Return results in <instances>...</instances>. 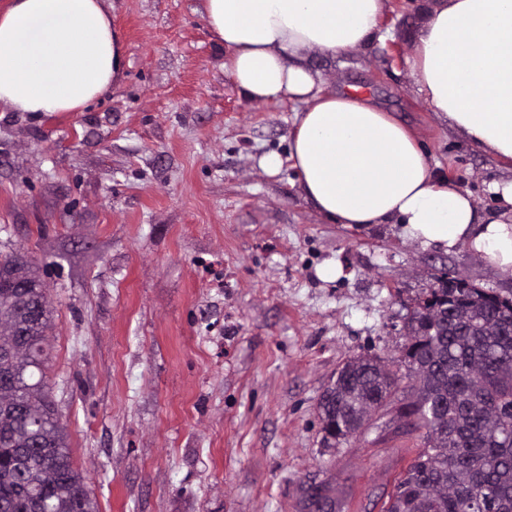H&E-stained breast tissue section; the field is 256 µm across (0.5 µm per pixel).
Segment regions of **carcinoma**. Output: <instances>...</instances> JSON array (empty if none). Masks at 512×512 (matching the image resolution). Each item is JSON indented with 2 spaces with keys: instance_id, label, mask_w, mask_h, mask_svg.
<instances>
[{
  "instance_id": "carcinoma-1",
  "label": "carcinoma",
  "mask_w": 512,
  "mask_h": 512,
  "mask_svg": "<svg viewBox=\"0 0 512 512\" xmlns=\"http://www.w3.org/2000/svg\"><path fill=\"white\" fill-rule=\"evenodd\" d=\"M22 253L0 257V512H98L74 467L47 380L48 295ZM447 275L416 299L398 361L356 355L322 394V430L336 443L362 432L402 392L415 456L382 512H512V297Z\"/></svg>"
}]
</instances>
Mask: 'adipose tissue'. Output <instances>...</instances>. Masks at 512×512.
I'll list each match as a JSON object with an SVG mask.
<instances>
[{"label": "adipose tissue", "instance_id": "1", "mask_svg": "<svg viewBox=\"0 0 512 512\" xmlns=\"http://www.w3.org/2000/svg\"><path fill=\"white\" fill-rule=\"evenodd\" d=\"M386 0H202L224 69L249 100L301 103L291 157L305 197L336 224H400L424 246L471 251L512 276V181L480 216L435 178L416 134L369 99L325 91L305 61L379 36ZM125 46L103 0H8L0 9V105L73 112L120 78ZM410 78L435 112L512 164V0H428Z\"/></svg>", "mask_w": 512, "mask_h": 512}]
</instances>
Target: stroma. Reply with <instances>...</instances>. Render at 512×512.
Returning a JSON list of instances; mask_svg holds the SVG:
<instances>
[{
    "label": "stroma",
    "instance_id": "1",
    "mask_svg": "<svg viewBox=\"0 0 512 512\" xmlns=\"http://www.w3.org/2000/svg\"><path fill=\"white\" fill-rule=\"evenodd\" d=\"M105 5L128 61L107 95L78 112L0 106V253H27L48 289L52 395L99 512H309L311 486L336 512H380L418 438L395 400L329 444L322 392L349 357L399 356L432 276L510 297L512 278L463 243L324 219L290 160L299 103L238 92L201 0ZM422 5L387 0L380 39L308 59L326 89L411 125L433 175L488 216L512 167L416 91Z\"/></svg>",
    "mask_w": 512,
    "mask_h": 512
}]
</instances>
